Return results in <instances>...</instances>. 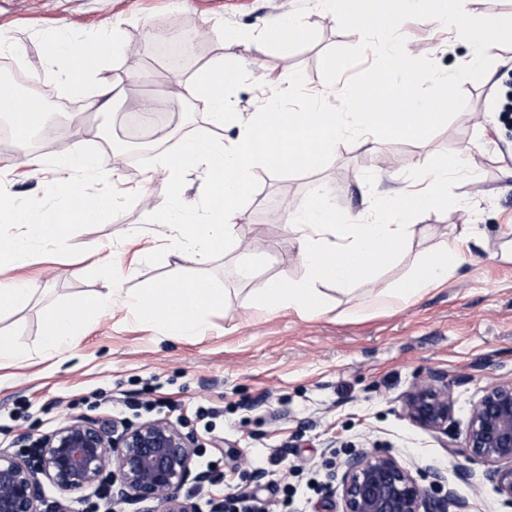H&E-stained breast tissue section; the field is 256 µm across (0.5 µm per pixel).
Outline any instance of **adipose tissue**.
Segmentation results:
<instances>
[{"mask_svg":"<svg viewBox=\"0 0 512 512\" xmlns=\"http://www.w3.org/2000/svg\"><path fill=\"white\" fill-rule=\"evenodd\" d=\"M60 82L80 83L92 106L107 111L120 92L99 75V63L83 57L78 45L59 38L48 57ZM53 172L59 188L71 198L68 206L44 212L34 232H25L0 243V266L24 263L36 244L63 240L72 224L83 222L84 211L100 216L104 202L100 197L83 192L82 187L99 176L95 156L76 152L57 155ZM447 167L422 162L420 180L422 194L405 191L392 198L384 212L371 216L361 224L337 221L330 206L320 199L307 198L291 212L289 231L298 254L307 269L306 275L288 283L271 280L262 290L261 308L272 312L283 308L321 314L327 305L324 286L337 291H351L359 277L367 271L380 272L395 259L406 255L415 233L408 222L418 208L444 209L448 206ZM475 228H467L453 236H440L432 249L416 256L409 271L392 286L380 289L373 303L381 309L408 304L448 281L465 260ZM219 298L213 283L197 276L158 283L148 292L126 297L125 302L137 318L154 323L184 336L196 335L203 326L202 312ZM83 330L80 316L70 307L54 310L43 330L42 345L50 352L66 350Z\"/></svg>","mask_w":512,"mask_h":512,"instance_id":"ef3b65f1","label":"adipose tissue"}]
</instances>
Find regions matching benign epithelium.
<instances>
[{
    "instance_id": "7a95c632",
    "label": "benign epithelium",
    "mask_w": 512,
    "mask_h": 512,
    "mask_svg": "<svg viewBox=\"0 0 512 512\" xmlns=\"http://www.w3.org/2000/svg\"><path fill=\"white\" fill-rule=\"evenodd\" d=\"M452 410L441 372L416 383L404 400L407 418L434 433L448 434ZM465 448L469 462L488 467L486 476L512 506V379L481 389ZM198 452L194 436L165 418L127 424L70 416L39 438L33 456L0 448V512H40L44 479L68 494L105 485L114 505L156 502L161 512H197L179 491L211 478L198 469ZM429 474L435 496L390 451L353 448L340 464H328L326 478L341 489L342 512H471L469 499L440 470Z\"/></svg>"
}]
</instances>
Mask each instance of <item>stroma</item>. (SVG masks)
Here are the masks:
<instances>
[{"label":"stroma","instance_id":"35a3bbf8","mask_svg":"<svg viewBox=\"0 0 512 512\" xmlns=\"http://www.w3.org/2000/svg\"><path fill=\"white\" fill-rule=\"evenodd\" d=\"M287 15L304 31L292 50L284 55L271 47L256 49V37ZM181 23L202 30L207 43L186 73L232 50L249 63L253 83L234 97L243 117L257 111L274 87L286 86L292 70L307 75L308 92L319 93L322 54L356 43L317 0H0V40L22 47L18 54H0V68L37 80L48 92V121L69 129L72 151L96 155L100 176L87 192L123 199L97 223L74 225L67 240L42 246L23 265L0 269V281L21 280L36 290L27 308L0 310V331L28 354L22 362L0 360V448L25 450L29 440L52 432L68 416L139 423L148 418L144 404L156 402L168 406V420L198 441V466L212 465L221 476L196 495L198 512H215L222 504L244 512L245 505L258 502L271 504L273 512H341V492L325 478L331 444L340 460L362 446L389 450L411 471H443L449 485L473 503V512H512L483 466L473 467V483L459 477L469 466L464 438L473 403L484 386L512 378V263L500 260L512 246L503 236L512 225V167L500 150L497 117L482 112L486 81L464 82V110L425 141L343 143L314 176L279 177L256 169L260 186L242 209L237 250L204 265L169 253L149 266L144 250L171 243L169 230L147 220L163 205L167 182L128 166L120 151L101 150L102 113L71 123L78 92L49 67L48 49L62 31L75 42L100 31L118 38L122 53L102 64L103 78L124 91L114 104L115 138L133 141L127 117L155 87L172 94L169 137L179 141L203 130L205 117L174 95L153 43L158 32L174 34ZM228 29L244 32L246 42L229 48ZM401 32L412 54L431 57L442 69L468 61L453 28L408 20ZM23 156L16 141L0 143V193L35 216L68 205L51 169L31 174ZM426 156L453 170L448 191L466 208L414 211L412 253L427 250L446 228L467 222L482 234L454 277L409 307L370 311L372 294L403 273L401 261L380 275L364 276L352 293L330 292L329 308L320 316L288 309L259 314L257 299L266 281L288 282L305 273L287 219H268L272 205L285 200L299 206L317 180L327 187L337 219L358 222L412 183ZM469 168L477 169L480 181L468 179ZM242 253L260 261L248 281L235 277ZM116 261L124 276L112 306L100 314L85 309V299L103 290ZM197 275L208 277L220 294L219 303L202 314L201 335H167L160 326L135 320L123 303L124 296L163 280ZM61 304L80 311L83 334L65 352L52 353L42 347L41 329ZM436 371L447 373L453 400L444 436L417 427L403 410L413 385ZM446 439L455 450L443 448ZM232 449L250 468L265 471L261 484L236 467L228 456Z\"/></svg>","mask_w":512,"mask_h":512}]
</instances>
